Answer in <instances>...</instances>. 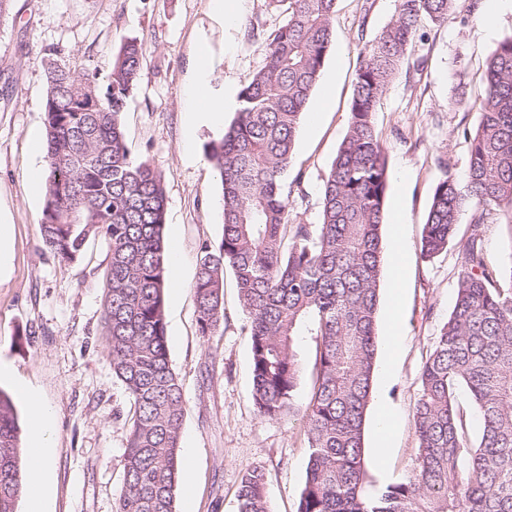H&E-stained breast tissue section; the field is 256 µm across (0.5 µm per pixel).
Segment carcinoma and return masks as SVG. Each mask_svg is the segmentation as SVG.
<instances>
[{"instance_id": "cac0c4a2", "label": "carcinoma", "mask_w": 512, "mask_h": 512, "mask_svg": "<svg viewBox=\"0 0 512 512\" xmlns=\"http://www.w3.org/2000/svg\"><path fill=\"white\" fill-rule=\"evenodd\" d=\"M285 22L239 93L223 135L206 146L221 186L222 236L204 241L193 285L199 331L224 332L230 269L249 326L252 400L277 420L295 409L300 337H316L304 410L309 458L297 512H512V284L488 261L482 226L494 214L512 236V37L485 64L482 119L467 175L436 184L421 241L430 261L458 248L457 296L420 372L413 411L416 463L402 480L364 492L365 413L377 354L387 150L373 113L424 24L441 25L473 0H396L395 14L359 61L346 133L323 178L320 223L294 224L285 193L298 127L335 39L336 0H271ZM144 48L126 39L101 89L90 68L53 64L44 103L45 247L61 262L95 231L109 244L101 317L106 359L133 401L116 512H176L184 393L168 352L164 177L134 157L121 114ZM473 210L470 233H458ZM481 413L470 439L458 401ZM14 403L0 391V512H14L25 474ZM238 512H270L262 469L241 480Z\"/></svg>"}]
</instances>
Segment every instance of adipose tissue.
<instances>
[{
    "label": "adipose tissue",
    "mask_w": 512,
    "mask_h": 512,
    "mask_svg": "<svg viewBox=\"0 0 512 512\" xmlns=\"http://www.w3.org/2000/svg\"><path fill=\"white\" fill-rule=\"evenodd\" d=\"M213 82L214 64L208 45L203 43L198 47L194 75L184 94L189 127L193 128L201 123L218 124L225 111L234 106L232 88H225L224 92L219 93L216 92ZM27 400L33 429L32 460L27 481L33 512H43L51 467L49 439L53 411L35 393H28Z\"/></svg>",
    "instance_id": "obj_1"
}]
</instances>
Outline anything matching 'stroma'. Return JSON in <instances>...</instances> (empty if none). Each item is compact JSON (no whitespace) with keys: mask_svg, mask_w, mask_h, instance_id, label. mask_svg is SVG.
Segmentation results:
<instances>
[{"mask_svg":"<svg viewBox=\"0 0 512 512\" xmlns=\"http://www.w3.org/2000/svg\"><path fill=\"white\" fill-rule=\"evenodd\" d=\"M395 0H337L336 39L326 56L309 110H320L314 135L298 133L286 180L297 222L320 220L322 179L348 122L356 66L366 40L385 26ZM285 20L269 0H242L234 28H225L212 0H11L0 17V222L11 227V254L0 273V379L18 416L20 438L29 440L28 405L15 387L25 380L55 414L50 446L52 470L48 512H114L124 484L123 457L133 404L105 357L101 328L104 274L109 247L89 234L76 262H60L41 237L44 194L27 178L33 162L29 137L43 129L47 69L92 66L106 85L113 57L124 39L146 49L138 85L122 114L133 155L162 172L166 191L165 240L178 250L169 278L165 320L172 367L184 390L182 473L176 512H237L243 475L262 468L271 512H296L308 461L305 421L316 354L314 337L300 341L303 375L295 394L297 414L279 420L259 417L251 397L247 319L232 278L224 280V332L199 331L193 292L203 241L222 234L220 179L205 146L219 138L222 124L188 131L184 88L192 76L196 49H211L216 79L242 89L263 62L267 36ZM411 55L419 69L400 73L388 86L375 128L388 155L384 241L401 233V272L385 268L380 281L381 314L396 303L400 344L396 354H377L373 394L365 423L381 410L395 425L386 465L365 450L366 492L400 481L413 467L417 440L412 413L420 393L419 374L456 299V246L423 261V224L435 185L445 173L465 179L469 141L464 131L480 121L483 74L489 53L512 36V12L489 16L483 7L452 12L446 23L427 25ZM466 106H457V99ZM194 139L185 155L186 137Z\"/></svg>","mask_w":512,"mask_h":512,"instance_id":"stroma-1","label":"stroma"}]
</instances>
